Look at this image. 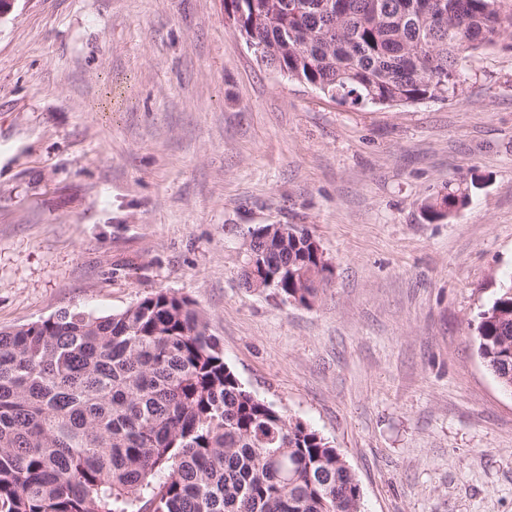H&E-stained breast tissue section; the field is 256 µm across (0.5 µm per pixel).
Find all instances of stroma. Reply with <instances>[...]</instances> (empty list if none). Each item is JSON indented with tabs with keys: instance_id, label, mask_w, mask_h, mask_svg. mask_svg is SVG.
<instances>
[{
	"instance_id": "1",
	"label": "stroma",
	"mask_w": 512,
	"mask_h": 512,
	"mask_svg": "<svg viewBox=\"0 0 512 512\" xmlns=\"http://www.w3.org/2000/svg\"><path fill=\"white\" fill-rule=\"evenodd\" d=\"M477 181L440 222L426 201ZM293 224L311 306L245 288ZM512 272V35L448 98L356 109L263 64L224 0H15L0 19V330L189 296L253 394L327 438L363 512H512V393L478 314ZM268 225L269 224L259 227L258 229L261 230L258 232L253 230L247 239V248H249L252 270L254 271V276L258 278L257 284L259 286L273 287L280 272L282 270H288V266H291L294 270L297 271L301 269L309 270L312 268H318L319 265H321L322 272L328 270L326 264L324 263L325 259L323 252L318 251L314 245V241H312V237L307 231L303 229L298 230L294 225L281 224L284 228V231L287 232V246L283 245L282 250L278 252H272L270 260L275 261L276 263L281 262L284 265H279V268L272 267V269L269 270L262 264V277H259L257 275V272L260 273L261 271L259 264L261 262L265 263V258L263 255H261V259L257 261V266L255 267L256 253L255 250L253 251V249H255L256 243H266L264 255L269 251H277L276 248H273L271 245L274 227L272 226L268 229H262Z\"/></svg>"
}]
</instances>
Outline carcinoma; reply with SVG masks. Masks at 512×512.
<instances>
[{
    "label": "carcinoma",
    "mask_w": 512,
    "mask_h": 512,
    "mask_svg": "<svg viewBox=\"0 0 512 512\" xmlns=\"http://www.w3.org/2000/svg\"><path fill=\"white\" fill-rule=\"evenodd\" d=\"M260 59L356 107L442 99L460 61L494 47L500 0H231ZM450 183L423 206L469 203ZM270 260L327 271L283 225ZM310 306L315 281L278 280ZM478 351L512 390V277L478 315ZM0 512H362L358 480L320 433L257 397L187 297L64 311L0 331Z\"/></svg>",
    "instance_id": "carcinoma-1"
}]
</instances>
